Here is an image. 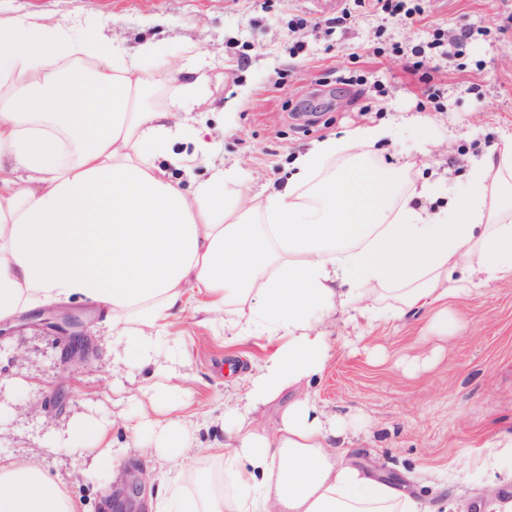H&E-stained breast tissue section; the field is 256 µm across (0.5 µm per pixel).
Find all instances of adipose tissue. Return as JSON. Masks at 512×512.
I'll return each instance as SVG.
<instances>
[{
  "label": "adipose tissue",
  "mask_w": 512,
  "mask_h": 512,
  "mask_svg": "<svg viewBox=\"0 0 512 512\" xmlns=\"http://www.w3.org/2000/svg\"><path fill=\"white\" fill-rule=\"evenodd\" d=\"M174 69L150 41L128 49L43 15L0 14V160L15 163L0 176V326L79 301L107 327L113 365L151 371L124 445L80 414L38 451L0 457V512H85L46 455L87 457L91 478L132 450L165 483L151 512H420L349 465L338 416L304 385L380 318L427 310L428 332L451 337L462 321L450 298L512 282V135L442 209L423 205L436 184L370 162L386 126L316 142L288 186L255 194L232 168L194 178L209 131L180 116L198 108V82L169 107L150 102L154 72ZM189 311L225 343L268 350L220 413L186 410L175 327ZM287 389L295 399L267 425L259 408ZM215 426L217 469L189 466L198 432Z\"/></svg>",
  "instance_id": "adipose-tissue-1"
}]
</instances>
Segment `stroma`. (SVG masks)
Instances as JSON below:
<instances>
[{"mask_svg": "<svg viewBox=\"0 0 512 512\" xmlns=\"http://www.w3.org/2000/svg\"><path fill=\"white\" fill-rule=\"evenodd\" d=\"M415 1L422 11L410 18L384 14L373 0H0V12H38L130 49L153 40L176 62L195 43L197 65L163 80L155 103L166 106L179 84L204 72L199 110L211 130V165L235 168L242 185L285 184L313 143L382 124L393 135L370 147L374 162L404 169L411 182L445 178L459 193L475 161L512 133V0H404ZM438 38L459 39V62L435 59L426 80L412 68L414 52ZM429 84L440 95L434 105L424 96ZM451 305L465 322L456 336L422 337L425 311L378 321L338 349L308 391L343 420L352 462L393 475L420 512H441L446 502L455 512H494V503L512 500V455L499 456L495 482L479 467L464 479L457 472L497 433L512 432V282H488ZM64 311L84 324L87 360L66 361L69 337L34 318L0 337L1 457L28 455L50 426L78 413L116 422L120 443L121 423L137 416L142 372L113 386L104 328L86 304ZM179 328L195 410L233 397L224 383L229 360L245 367L264 354L253 340L224 349L189 312ZM16 380L31 389L11 390ZM47 464L86 512H107L116 495L132 512H150L154 486L131 489L144 458L124 461L119 485L108 470L86 479L82 463L64 453Z\"/></svg>", "mask_w": 512, "mask_h": 512, "instance_id": "35a3bbf8", "label": "stroma"}]
</instances>
